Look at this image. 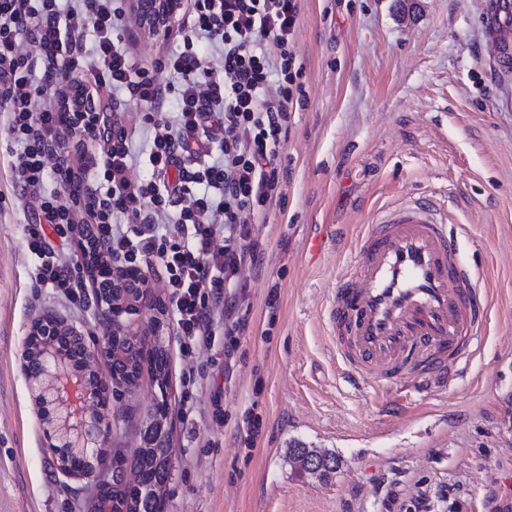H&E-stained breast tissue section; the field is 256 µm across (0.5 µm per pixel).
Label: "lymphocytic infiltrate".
Returning <instances> with one entry per match:
<instances>
[{
    "instance_id": "obj_1",
    "label": "lymphocytic infiltrate",
    "mask_w": 512,
    "mask_h": 512,
    "mask_svg": "<svg viewBox=\"0 0 512 512\" xmlns=\"http://www.w3.org/2000/svg\"><path fill=\"white\" fill-rule=\"evenodd\" d=\"M127 12L126 0H70L65 9L60 0H0L10 179L20 206L39 216L27 227L37 282L84 306L81 243L106 242L115 271L163 272L178 336L189 348L206 345L226 289L258 261L254 225L282 199L276 148L305 99L293 45L301 0H188L180 49L152 67L126 45ZM89 24L97 34L91 53L82 43ZM201 41L215 57L200 55ZM61 68L95 93L124 96L127 123H65ZM161 70L177 84L159 83ZM142 134L149 181L129 175Z\"/></svg>"
}]
</instances>
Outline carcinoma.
Masks as SVG:
<instances>
[{"mask_svg":"<svg viewBox=\"0 0 512 512\" xmlns=\"http://www.w3.org/2000/svg\"><path fill=\"white\" fill-rule=\"evenodd\" d=\"M75 346L81 351L91 352L106 361L112 376V382L118 386H133L140 378L143 369H148L153 383L161 393V399L147 412L146 419H151L157 410L169 412L167 389L169 383V356L165 346L156 342L151 347H145L141 341L125 345V357L109 355L107 344L94 349L88 348L83 338H78ZM170 448L169 437H158L154 428L144 424L141 432V447L137 449L132 466L140 476L137 486H127L119 481L99 486L94 512H104L108 505L111 512H162L163 499L157 496V491L166 488L170 478ZM289 458L307 462L315 460L313 467L305 471L320 479H327L336 473L339 462L333 452L319 453L302 446L288 449Z\"/></svg>","mask_w":512,"mask_h":512,"instance_id":"cac0c4a2","label":"carcinoma"}]
</instances>
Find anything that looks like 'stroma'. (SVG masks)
Returning a JSON list of instances; mask_svg holds the SVG:
<instances>
[{
  "label": "stroma",
  "instance_id": "obj_1",
  "mask_svg": "<svg viewBox=\"0 0 512 512\" xmlns=\"http://www.w3.org/2000/svg\"><path fill=\"white\" fill-rule=\"evenodd\" d=\"M494 0H302L294 36L306 99L277 153L284 197L258 225L230 339L170 358L171 475L164 512H428L512 506V60L490 61ZM0 126V512H89L95 476L67 480L43 442L20 347L41 312L86 346L106 334L35 280ZM431 200L487 298L484 330L447 390L405 392L362 379L336 350L328 312L379 210ZM114 424L97 469L140 445L160 397L149 375L108 385ZM258 428L253 447L239 429ZM336 453L321 481L290 461L294 443Z\"/></svg>",
  "mask_w": 512,
  "mask_h": 512
}]
</instances>
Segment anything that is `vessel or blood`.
<instances>
[{
    "label": "vessel or blood",
    "instance_id": "vessel-or-blood-1",
    "mask_svg": "<svg viewBox=\"0 0 512 512\" xmlns=\"http://www.w3.org/2000/svg\"><path fill=\"white\" fill-rule=\"evenodd\" d=\"M493 58L512 56V0L491 19ZM484 299L459 261L433 205L403 202L384 210L362 240L330 318L341 357L369 379L416 380L448 388L481 332Z\"/></svg>",
    "mask_w": 512,
    "mask_h": 512
}]
</instances>
